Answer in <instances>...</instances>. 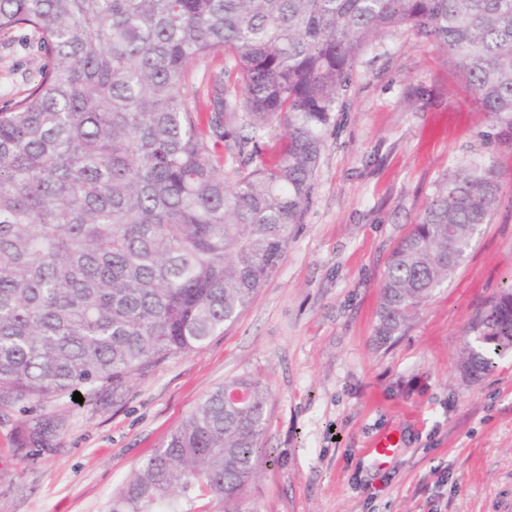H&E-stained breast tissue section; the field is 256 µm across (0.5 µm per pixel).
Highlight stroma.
<instances>
[{
    "label": "stroma",
    "mask_w": 512,
    "mask_h": 512,
    "mask_svg": "<svg viewBox=\"0 0 512 512\" xmlns=\"http://www.w3.org/2000/svg\"><path fill=\"white\" fill-rule=\"evenodd\" d=\"M49 57L30 31L0 36V106ZM494 163L502 202L466 259L387 343L375 337L396 243L437 185ZM512 282V140L498 136L447 51L407 27L352 68L310 202L277 272L223 334L134 376L120 395L0 409V512H109L128 477L225 381L270 392L253 512H498L512 498V357L479 379L465 331ZM50 424L29 447L30 428ZM399 441L376 465L383 433Z\"/></svg>",
    "instance_id": "35a3bbf8"
}]
</instances>
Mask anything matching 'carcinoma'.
I'll return each instance as SVG.
<instances>
[{"instance_id":"carcinoma-1","label":"carcinoma","mask_w":512,"mask_h":512,"mask_svg":"<svg viewBox=\"0 0 512 512\" xmlns=\"http://www.w3.org/2000/svg\"><path fill=\"white\" fill-rule=\"evenodd\" d=\"M433 39L512 137V0H0V35L52 58L0 108V406L122 392L205 345L276 272L332 114L385 29ZM211 110L183 95L196 62ZM276 159H259L269 129ZM237 155L224 175L217 141ZM501 202L495 166L444 178L390 253L376 336H401ZM512 356V284L469 326L472 377ZM269 391L229 380L113 496L110 512H246Z\"/></svg>"}]
</instances>
